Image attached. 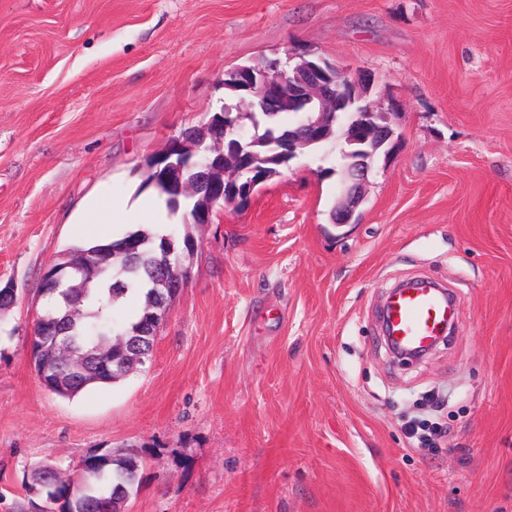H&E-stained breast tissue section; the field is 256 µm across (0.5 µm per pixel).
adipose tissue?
<instances>
[{"label":"adipose tissue","instance_id":"ef3b65f1","mask_svg":"<svg viewBox=\"0 0 512 512\" xmlns=\"http://www.w3.org/2000/svg\"><path fill=\"white\" fill-rule=\"evenodd\" d=\"M141 214L149 215L159 231L165 225L178 223L182 217L181 212L169 210L155 189L143 190L133 200L113 198L110 190L103 189L86 203L81 221L85 224H111Z\"/></svg>","mask_w":512,"mask_h":512}]
</instances>
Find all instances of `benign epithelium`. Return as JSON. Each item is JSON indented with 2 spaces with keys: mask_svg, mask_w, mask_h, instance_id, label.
I'll use <instances>...</instances> for the list:
<instances>
[{
  "mask_svg": "<svg viewBox=\"0 0 512 512\" xmlns=\"http://www.w3.org/2000/svg\"><path fill=\"white\" fill-rule=\"evenodd\" d=\"M295 57L299 62L288 69L279 62L255 68L237 66L227 71L226 76L239 88L256 95L261 107L267 105L272 92L288 103L295 120L284 138L273 141L283 156L292 159L306 149L329 142L333 135L336 141L344 142L345 149L341 150L344 163L340 171H328L330 175L339 173L343 191V202L334 209L333 223L353 224L365 200L364 187L379 151L383 149L388 154L395 146L394 130L388 113L368 100L367 75L353 74L321 57L309 59L298 51L288 54L290 60ZM225 129L235 137L240 148L250 146L252 137L242 124V118L235 119ZM193 146L194 149L189 150L186 140L174 139L156 160L165 165L173 190L196 199L194 220L197 224L211 223L214 206L225 196L242 207L247 206L256 187L267 181L257 174V169L243 153L240 154L243 161L232 167V175L227 177L224 152L203 140L194 142ZM185 156L197 157L196 164L210 171L208 189L199 190L181 180L179 160Z\"/></svg>",
  "mask_w": 512,
  "mask_h": 512,
  "instance_id": "1",
  "label": "benign epithelium"
}]
</instances>
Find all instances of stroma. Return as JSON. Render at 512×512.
Masks as SVG:
<instances>
[{
    "mask_svg": "<svg viewBox=\"0 0 512 512\" xmlns=\"http://www.w3.org/2000/svg\"><path fill=\"white\" fill-rule=\"evenodd\" d=\"M297 48L370 73L398 137L358 223L332 222L337 150L299 154L191 233L153 355L67 398L30 338L45 268L93 243L169 140L248 99L224 73ZM416 278L455 329L393 359L380 309ZM0 512L40 462L134 453L125 512H512V0H0ZM414 417L445 434L412 448Z\"/></svg>",
    "mask_w": 512,
    "mask_h": 512,
    "instance_id": "obj_1",
    "label": "stroma"
}]
</instances>
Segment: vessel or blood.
<instances>
[{
    "label": "vessel or blood",
    "mask_w": 512,
    "mask_h": 512,
    "mask_svg": "<svg viewBox=\"0 0 512 512\" xmlns=\"http://www.w3.org/2000/svg\"><path fill=\"white\" fill-rule=\"evenodd\" d=\"M382 316L403 347L421 348L444 335L455 319V305L445 288L420 283L393 289L383 305Z\"/></svg>",
    "instance_id": "b4317fda"
}]
</instances>
